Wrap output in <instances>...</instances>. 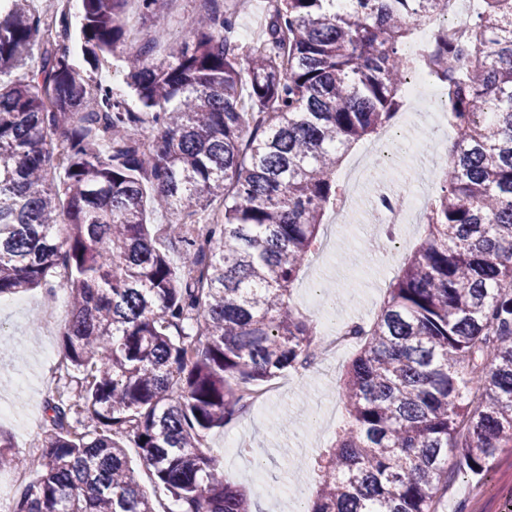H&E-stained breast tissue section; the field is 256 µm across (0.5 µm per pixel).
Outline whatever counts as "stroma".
<instances>
[{"instance_id":"stroma-1","label":"stroma","mask_w":512,"mask_h":512,"mask_svg":"<svg viewBox=\"0 0 512 512\" xmlns=\"http://www.w3.org/2000/svg\"><path fill=\"white\" fill-rule=\"evenodd\" d=\"M229 0H160L155 15L141 12L137 0H128L125 15L136 29L150 35L165 26V48L179 46L200 14L224 9ZM322 248L301 275L294 302L315 318L325 305L335 303L337 318L367 317L383 298L390 274L372 265L365 245L367 231L356 224L320 230ZM62 303L52 307L44 289L20 297L0 299V399L17 407L16 418H0V432L12 441L13 468L0 472V484L9 495L37 474L31 462L44 440V403L58 389L46 350L60 351L62 333L71 312L63 280L52 283ZM349 353L318 364L306 374L280 376V394L248 409L237 421L209 431L206 445L224 468L225 477L246 489L258 512H300L311 507L316 486L311 466L321 448L335 437L322 431L325 414L343 416L335 390L349 361ZM512 504V451L503 453L486 476L452 470L441 512H506Z\"/></svg>"}]
</instances>
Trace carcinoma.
Returning a JSON list of instances; mask_svg holds the SVG:
<instances>
[{
  "mask_svg": "<svg viewBox=\"0 0 512 512\" xmlns=\"http://www.w3.org/2000/svg\"><path fill=\"white\" fill-rule=\"evenodd\" d=\"M5 2L0 73L28 71L0 82V297L64 269L82 386L45 401L38 478L10 512H155L125 439L177 512H253L206 435L317 356L294 285L345 155L394 122L413 69L442 89L453 149L424 235L352 327L349 421L315 462L311 512H435L448 455L478 475L512 448V0H481L466 39L433 27L410 56L448 0H274L263 38L241 43L227 9L160 60L128 47V0H81L75 22ZM106 56L125 89L96 82ZM146 183L182 217L160 236Z\"/></svg>",
  "mask_w": 512,
  "mask_h": 512,
  "instance_id": "carcinoma-1",
  "label": "carcinoma"
}]
</instances>
